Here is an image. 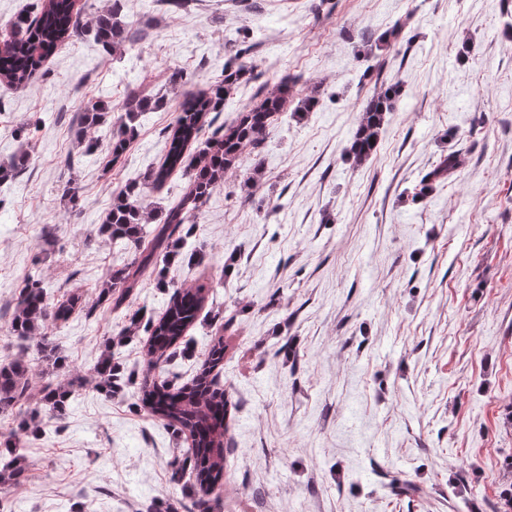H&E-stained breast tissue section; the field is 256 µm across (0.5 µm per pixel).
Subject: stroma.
<instances>
[{
    "instance_id": "1",
    "label": "stroma",
    "mask_w": 512,
    "mask_h": 512,
    "mask_svg": "<svg viewBox=\"0 0 512 512\" xmlns=\"http://www.w3.org/2000/svg\"><path fill=\"white\" fill-rule=\"evenodd\" d=\"M122 5L133 36L117 51L87 27L25 89L0 83V365L24 361L30 384L27 407L0 413V436L15 435L29 465L0 502L145 512L195 497L193 474L172 477L187 441L136 408L135 388L92 387L127 320L101 307L50 324L61 367L8 324L30 270L51 304L101 288L125 252L99 227L113 196L163 161L182 99L171 73L201 89L235 58L246 73L213 126L287 72L317 105L276 116L260 156L245 154L201 207L202 261L163 266L174 285L211 286L189 351L152 369L133 336L118 361L187 383L223 337L216 375L237 410L215 512H500L512 485V0ZM399 22L403 42L381 48ZM394 83L377 148L355 163L362 109ZM135 91L163 105L108 164L111 125L87 128L81 114ZM451 151L458 171L420 193ZM73 379L85 386L64 411L41 405L46 384ZM29 407L34 435L19 429Z\"/></svg>"
}]
</instances>
